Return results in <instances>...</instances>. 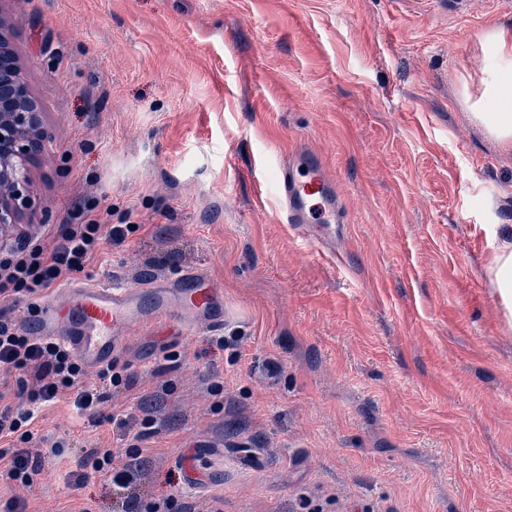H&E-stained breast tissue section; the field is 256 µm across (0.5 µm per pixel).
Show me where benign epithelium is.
<instances>
[{
	"label": "benign epithelium",
	"mask_w": 512,
	"mask_h": 512,
	"mask_svg": "<svg viewBox=\"0 0 512 512\" xmlns=\"http://www.w3.org/2000/svg\"><path fill=\"white\" fill-rule=\"evenodd\" d=\"M45 146L41 106L31 94L0 23V224L30 207L27 164Z\"/></svg>",
	"instance_id": "benign-epithelium-1"
}]
</instances>
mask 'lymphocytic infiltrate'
I'll use <instances>...</instances> for the list:
<instances>
[{"label": "lymphocytic infiltrate", "instance_id": "obj_1", "mask_svg": "<svg viewBox=\"0 0 512 512\" xmlns=\"http://www.w3.org/2000/svg\"><path fill=\"white\" fill-rule=\"evenodd\" d=\"M122 225L107 228L97 219L64 225L62 231L42 242L26 241L0 256V299L24 295L40 300L49 290L72 273L84 270L104 245L121 242ZM0 367L15 377L16 405L0 407V439L9 445L0 448V469L20 492L0 506V512H29L25 495L45 458L58 456L59 445L40 446L31 425L43 407L72 397L82 410H93L104 398L106 389L131 387L132 381L116 365L104 367L94 383L84 379V368L73 353L58 341L22 330L12 319L0 314ZM143 451L131 447L125 461L113 466L111 449L92 451L84 467L108 472L113 485L132 482L141 464Z\"/></svg>", "mask_w": 512, "mask_h": 512}]
</instances>
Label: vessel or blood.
Instances as JSON below:
<instances>
[{
	"label": "vessel or blood",
	"instance_id": "vessel-or-blood-1",
	"mask_svg": "<svg viewBox=\"0 0 512 512\" xmlns=\"http://www.w3.org/2000/svg\"><path fill=\"white\" fill-rule=\"evenodd\" d=\"M277 195L285 222L309 250L324 244V225L346 221L336 181L315 153H297L279 164ZM27 315L35 333L67 346L84 370L95 374L140 345L138 330L161 339L173 336L184 344L200 327L222 329L224 303L221 288L191 270L175 281L151 279L136 287L71 282L49 289L42 301L28 307Z\"/></svg>",
	"mask_w": 512,
	"mask_h": 512
}]
</instances>
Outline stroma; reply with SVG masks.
Here are the masks:
<instances>
[{
    "label": "stroma",
    "instance_id": "1",
    "mask_svg": "<svg viewBox=\"0 0 512 512\" xmlns=\"http://www.w3.org/2000/svg\"><path fill=\"white\" fill-rule=\"evenodd\" d=\"M0 21L47 135L0 249L105 201L125 239L77 279L205 271L231 339L125 359L134 388L96 415L44 407L37 435L64 450L34 479V512L168 495L222 512H512V312L491 272L512 144L472 116L480 37L512 30V0H0ZM303 149L347 213L320 255L272 187ZM164 382L155 433L140 421ZM125 432L145 450L127 489L70 481L90 449L124 454ZM190 454L204 485L186 481Z\"/></svg>",
    "mask_w": 512,
    "mask_h": 512
}]
</instances>
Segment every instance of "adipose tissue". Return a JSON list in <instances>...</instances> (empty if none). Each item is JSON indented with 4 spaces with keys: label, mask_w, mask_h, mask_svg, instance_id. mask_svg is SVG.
<instances>
[{
    "label": "adipose tissue",
    "mask_w": 512,
    "mask_h": 512,
    "mask_svg": "<svg viewBox=\"0 0 512 512\" xmlns=\"http://www.w3.org/2000/svg\"><path fill=\"white\" fill-rule=\"evenodd\" d=\"M482 42L492 56V64L483 80V97L488 110L476 112L475 117L484 123L489 134L499 142L512 143V34L489 28L482 35Z\"/></svg>",
    "instance_id": "1"
}]
</instances>
